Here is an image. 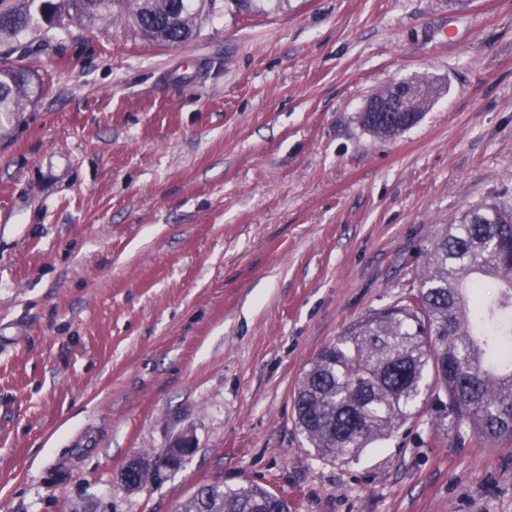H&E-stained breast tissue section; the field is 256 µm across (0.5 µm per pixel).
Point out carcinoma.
<instances>
[{"label": "carcinoma", "instance_id": "cac0c4a2", "mask_svg": "<svg viewBox=\"0 0 512 512\" xmlns=\"http://www.w3.org/2000/svg\"><path fill=\"white\" fill-rule=\"evenodd\" d=\"M75 16L126 24L165 46L185 43L222 0H66ZM51 0L0 8V44L39 26ZM43 90L27 65H0V125ZM419 113L362 112L364 128L385 138L418 123ZM498 284L490 300L486 279ZM433 375L432 383L425 380ZM295 421L323 459L349 462L424 414L443 427L467 425L486 441L512 440V213L473 206L448 224L427 254L418 288L393 306L357 319L325 344L299 377ZM177 512H289L259 484L216 479Z\"/></svg>", "mask_w": 512, "mask_h": 512}]
</instances>
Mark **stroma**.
<instances>
[{
    "label": "stroma",
    "instance_id": "obj_1",
    "mask_svg": "<svg viewBox=\"0 0 512 512\" xmlns=\"http://www.w3.org/2000/svg\"><path fill=\"white\" fill-rule=\"evenodd\" d=\"M19 59L46 90L0 136V512H175L217 478L290 512H512V442L423 416L338 463L292 413L449 221L512 210V0H224L176 47L63 12ZM413 78L421 121L364 129ZM414 80V81H412ZM403 83L406 95L403 102L391 97L390 93L373 94L364 103L359 119L364 128L371 133L385 138L396 137L419 122V114L413 108V100L424 90V85L417 82H427L424 79H412ZM417 81V82H415ZM384 112V113H382ZM405 112V113H388ZM412 112V113H408ZM389 114L391 120H388ZM192 448V441L188 438H184L182 441L173 445L172 448H168L164 455L159 460H155L151 466L155 469L159 468L162 471L175 469L181 464L183 458L191 453ZM151 466L146 462V464L138 470V488H141L148 482H153L157 477H159V473L152 469Z\"/></svg>",
    "mask_w": 512,
    "mask_h": 512
}]
</instances>
